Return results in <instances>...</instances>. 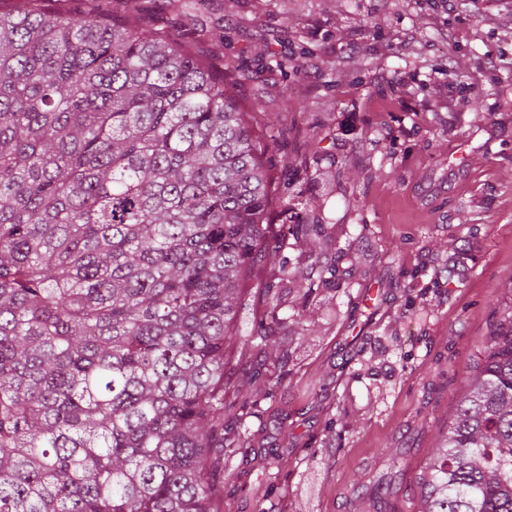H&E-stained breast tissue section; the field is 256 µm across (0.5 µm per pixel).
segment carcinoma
Segmentation results:
<instances>
[{
  "label": "carcinoma",
  "mask_w": 512,
  "mask_h": 512,
  "mask_svg": "<svg viewBox=\"0 0 512 512\" xmlns=\"http://www.w3.org/2000/svg\"><path fill=\"white\" fill-rule=\"evenodd\" d=\"M54 2L0 4V512H224V459L276 387L260 365L228 398L236 352L275 356L302 326L282 297L348 282L315 207L278 198L238 78L144 33L139 0ZM290 236L311 262L265 277ZM481 350L417 512H512V312ZM401 459L355 500L380 512Z\"/></svg>",
  "instance_id": "cac0c4a2"
}]
</instances>
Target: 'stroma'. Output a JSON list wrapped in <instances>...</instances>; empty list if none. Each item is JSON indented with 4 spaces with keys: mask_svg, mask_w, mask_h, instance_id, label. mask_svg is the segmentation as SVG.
Returning <instances> with one entry per match:
<instances>
[{
    "mask_svg": "<svg viewBox=\"0 0 512 512\" xmlns=\"http://www.w3.org/2000/svg\"><path fill=\"white\" fill-rule=\"evenodd\" d=\"M146 30L206 34L216 67L280 137L291 181L334 232L349 292L323 291L270 364L224 485L228 512H353L349 486L406 449L417 480L512 301V0H140ZM311 50L298 55L299 46ZM281 452L278 482L262 467Z\"/></svg>",
    "mask_w": 512,
    "mask_h": 512,
    "instance_id": "35a3bbf8",
    "label": "stroma"
}]
</instances>
